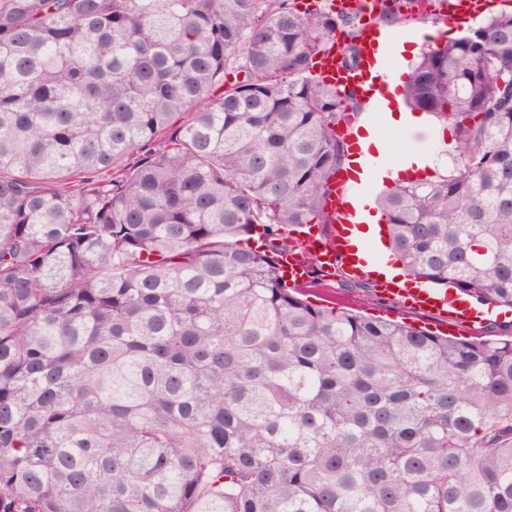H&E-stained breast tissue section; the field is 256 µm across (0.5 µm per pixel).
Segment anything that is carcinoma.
Masks as SVG:
<instances>
[{
	"label": "carcinoma",
	"mask_w": 512,
	"mask_h": 512,
	"mask_svg": "<svg viewBox=\"0 0 512 512\" xmlns=\"http://www.w3.org/2000/svg\"><path fill=\"white\" fill-rule=\"evenodd\" d=\"M359 14L0 0V512H512V331L315 305ZM230 74L244 75L233 83ZM445 175L378 206L413 279L512 309V12L429 45ZM136 157L129 165L127 160Z\"/></svg>",
	"instance_id": "carcinoma-1"
}]
</instances>
